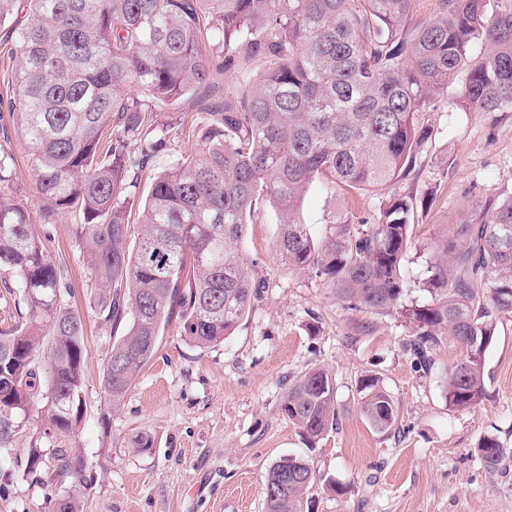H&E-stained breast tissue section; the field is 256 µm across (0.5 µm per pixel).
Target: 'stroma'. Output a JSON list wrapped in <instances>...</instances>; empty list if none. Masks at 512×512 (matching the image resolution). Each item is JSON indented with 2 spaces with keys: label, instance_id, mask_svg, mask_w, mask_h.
I'll return each instance as SVG.
<instances>
[{
  "label": "stroma",
  "instance_id": "stroma-1",
  "mask_svg": "<svg viewBox=\"0 0 512 512\" xmlns=\"http://www.w3.org/2000/svg\"><path fill=\"white\" fill-rule=\"evenodd\" d=\"M457 84L436 95L425 122L432 136L413 174L392 190L342 196L317 188L301 216L317 237L329 233L333 211L373 221L389 193L412 196L415 221L404 271L408 300L425 301L427 270L456 225L475 219L488 200L512 196V112L450 110ZM0 148L14 153L8 186L40 217L30 156L7 105L0 104ZM74 214L39 230L86 325L84 416L64 435L31 417L11 450V475H0V512H49L63 493L52 481L53 458L24 474L27 450L79 448L93 464L85 512H265L269 467L293 455L318 475L309 512H512V457L489 471L476 453L486 435L512 450V316L500 320L485 355L486 398L458 411L445 397L447 372L461 355L442 337L421 370L402 343L412 333L400 314L375 315L336 304L327 284L288 268L276 251L278 216L262 201L241 245L263 284L261 299L223 343H187L170 322L151 362L119 406L104 402L102 377L113 332L95 313L91 273L70 235ZM313 368L331 373L339 421L316 443L285 419L280 404L289 380ZM379 375L399 413L394 434L377 435L360 412L362 376ZM152 434L149 453L132 437ZM343 494L328 490V483Z\"/></svg>",
  "mask_w": 512,
  "mask_h": 512
}]
</instances>
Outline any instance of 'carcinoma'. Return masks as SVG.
Masks as SVG:
<instances>
[{
	"mask_svg": "<svg viewBox=\"0 0 512 512\" xmlns=\"http://www.w3.org/2000/svg\"><path fill=\"white\" fill-rule=\"evenodd\" d=\"M417 0H28L12 27L3 86L31 152L42 218L71 212L92 273L94 308L113 326L103 374L105 403L120 405L171 321L206 349L237 328L260 295L239 246L259 199L281 213L277 252L325 281L337 303L402 314L420 368L439 336L461 358L448 370V403L469 410L487 395L485 354L498 320L512 315V197L456 226L429 270L421 304L404 302L403 261L413 198L391 195L374 222L329 220L315 238L301 222L314 183L341 192L396 184L431 137L422 121L433 96L460 82L452 108L512 112V5L439 0L412 22ZM260 64L258 82L225 91L217 79ZM190 100L192 112H162ZM187 140L190 152L177 144ZM168 166L137 197L158 158ZM13 162L0 149V285L17 298L0 329V448L34 404L56 432L83 413L85 324L46 253L31 213L5 191ZM48 349L46 379L36 356ZM360 410L390 436L399 414L377 376L360 381ZM282 415L310 441L336 426V386L314 368L288 385ZM496 470L507 452L494 435L476 448ZM53 479L69 483L52 512H84L87 462L78 448L54 452ZM273 463L266 512H303L315 486L309 461Z\"/></svg>",
	"mask_w": 512,
	"mask_h": 512,
	"instance_id": "obj_1",
	"label": "carcinoma"
}]
</instances>
